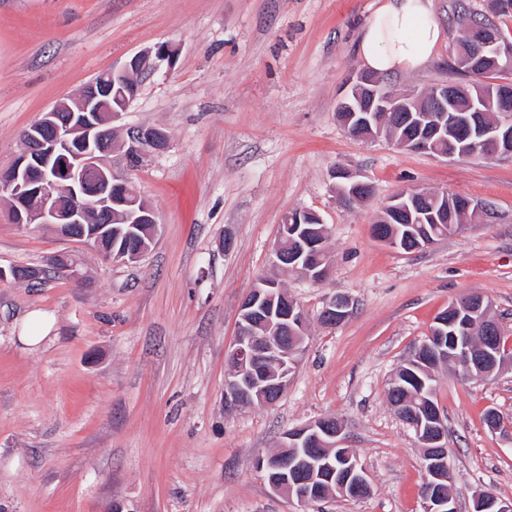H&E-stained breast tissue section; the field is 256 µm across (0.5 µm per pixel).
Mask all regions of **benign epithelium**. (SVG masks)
Masks as SVG:
<instances>
[{
    "instance_id": "benign-epithelium-1",
    "label": "benign epithelium",
    "mask_w": 512,
    "mask_h": 512,
    "mask_svg": "<svg viewBox=\"0 0 512 512\" xmlns=\"http://www.w3.org/2000/svg\"><path fill=\"white\" fill-rule=\"evenodd\" d=\"M469 52L457 59V67L469 76L480 78L488 71L501 74L512 72V43L504 41L489 27L466 24ZM146 57L135 55L121 71H108L106 77L124 83L126 94L122 109H127L136 97L138 85L129 82L134 73L142 72ZM112 83L100 79L90 81L72 103L56 104L42 118L24 131L22 149L13 167L0 172V195L13 202V223L51 224L61 235L76 241L96 243L112 240L113 196L120 195L119 205L131 209L136 222L149 224L148 240L139 239L135 232L126 234L138 240L134 249L118 252L103 249L101 254L123 263L138 261L155 240L158 224L151 210L136 209L140 192L131 182L102 162L112 151L106 124L119 115L117 110L103 111L102 98L112 94ZM457 87L441 85L429 92L428 104L418 107L411 92H397L366 73L357 77L351 92L340 103L338 117L348 133L363 138L382 134L383 119L391 117L407 127L409 136L391 137L397 148L411 152H428L442 158H492L512 154V125L501 121L488 122L479 108L461 110L456 105ZM490 96L496 98L503 112H512V81L495 80ZM168 136L158 127L132 129L125 143L126 159L145 156L166 149ZM65 168V181L51 172ZM94 171L95 180L88 182L86 173ZM337 193L348 202L370 200L371 185L350 171L335 173ZM435 199L426 209L423 198ZM303 209L288 213L279 235L289 230L295 247L285 251L275 245L273 262L285 275L294 274L317 284L330 271L331 261L315 259L326 228L318 231L301 224ZM383 223L397 219L405 224H445L449 220L448 199L431 191H401L391 196L383 206ZM49 264L55 270L80 279L74 255H54ZM39 268L20 270L0 267V281L37 280ZM351 311L348 297L332 298L321 312L326 326H335L347 319ZM307 316L301 306L273 279L262 277L239 306L238 332L227 349L229 373L225 379L224 407L233 410L254 405L259 401L271 406L288 390L292 369L288 367V348L284 336L306 335ZM500 323L492 314V306L480 295H469L448 304V311L437 316L431 329L433 336H448L453 349L466 356L465 369L471 374L488 378L498 369L512 365V352L488 341L473 345L475 335L492 336L499 332ZM429 400L427 416L410 421L419 441L425 447V481L431 492L425 498V512H458L448 493V449L442 411ZM342 425L334 417H322L314 422L289 430L281 447L295 449L293 456L270 455L260 458L256 467L263 472L271 490L297 500L304 505L313 503L322 479H336V490L344 496L354 495L368 486L365 468L350 454L336 462L333 450L344 442ZM473 512H512V500L507 502L483 492L476 496Z\"/></svg>"
}]
</instances>
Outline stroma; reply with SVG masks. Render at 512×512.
Returning a JSON list of instances; mask_svg holds the SVG:
<instances>
[{
	"mask_svg": "<svg viewBox=\"0 0 512 512\" xmlns=\"http://www.w3.org/2000/svg\"><path fill=\"white\" fill-rule=\"evenodd\" d=\"M456 0H432L444 32L420 70L384 75L396 89L458 81L450 46ZM377 0H0V170L21 134L98 74L157 45L176 47L142 77L112 121L163 128L168 146L126 170L159 234L136 263L106 260L51 226L11 221L0 198V267L44 266L57 253L83 279L0 282V512H424L423 448L388 387L450 301L478 294L512 337V158L445 159L351 138L338 103L364 66L356 51ZM358 173L375 199L352 206L333 171ZM413 187L459 193L476 221L404 253L379 242L380 204ZM326 229L332 266L285 287L308 324L287 393L271 407H224L225 350L239 306L277 276L272 247L288 211ZM234 246L225 249V234ZM341 324L319 315L336 295ZM51 327L20 338L31 312ZM449 490L458 512L488 491L512 499V366L493 377L438 370ZM503 420L490 430L484 416ZM331 416L367 470L369 492L301 505L274 493L258 458L284 432ZM351 311L348 297L338 295L332 298L321 312V321L326 326H335L347 319Z\"/></svg>",
	"mask_w": 512,
	"mask_h": 512,
	"instance_id": "35a3bbf8",
	"label": "stroma"
}]
</instances>
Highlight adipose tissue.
Here are the masks:
<instances>
[{"instance_id":"adipose-tissue-1","label":"adipose tissue","mask_w":512,"mask_h":512,"mask_svg":"<svg viewBox=\"0 0 512 512\" xmlns=\"http://www.w3.org/2000/svg\"><path fill=\"white\" fill-rule=\"evenodd\" d=\"M443 38L431 0H381L358 48L363 66L376 74L415 71Z\"/></svg>"}]
</instances>
